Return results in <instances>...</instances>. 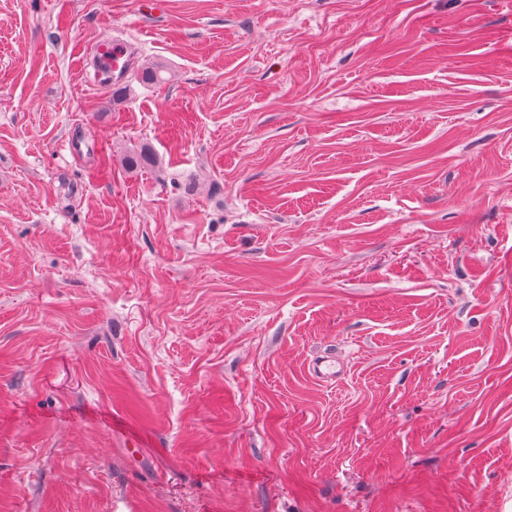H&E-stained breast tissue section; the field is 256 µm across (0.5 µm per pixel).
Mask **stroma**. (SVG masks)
I'll list each match as a JSON object with an SVG mask.
<instances>
[{"label": "stroma", "instance_id": "1", "mask_svg": "<svg viewBox=\"0 0 512 512\" xmlns=\"http://www.w3.org/2000/svg\"><path fill=\"white\" fill-rule=\"evenodd\" d=\"M0 512H512V0H0ZM99 64L109 70H118L122 68L125 62L121 60L125 57V52L121 44L110 42L100 43L98 47ZM165 73L169 74V77L164 76ZM136 78L145 86L159 85L170 80L171 72L166 64L151 62L138 69Z\"/></svg>", "mask_w": 512, "mask_h": 512}]
</instances>
